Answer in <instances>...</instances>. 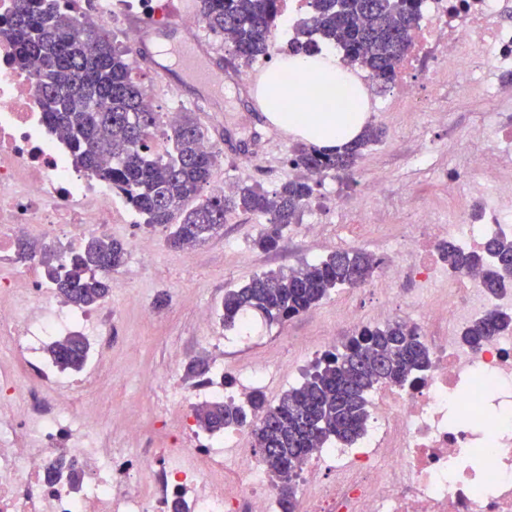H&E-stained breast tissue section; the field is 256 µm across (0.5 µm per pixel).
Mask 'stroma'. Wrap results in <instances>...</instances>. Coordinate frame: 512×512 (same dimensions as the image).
<instances>
[{
  "label": "stroma",
  "mask_w": 512,
  "mask_h": 512,
  "mask_svg": "<svg viewBox=\"0 0 512 512\" xmlns=\"http://www.w3.org/2000/svg\"><path fill=\"white\" fill-rule=\"evenodd\" d=\"M136 76L149 87L156 111L192 112L208 137L220 144L224 154L215 165L205 195L223 192L225 184L250 183L265 190L294 178L289 159L296 144L264 115L258 93L224 100L220 112L206 111L198 103V88L177 79L165 84L144 64H136ZM464 77L425 95L417 112H373L371 124L382 127L384 138L370 146L358 160L351 177L327 173L315 188V197H346L349 208L371 210L376 218L369 228L349 224L343 213L319 211L321 227L310 233V215L283 231L281 248L266 253L253 241L264 229L260 217L228 213L224 227L192 250L169 247L163 227L143 223L116 224L112 238L133 245L136 238L150 236L157 242L154 261L141 267L135 255L114 273L112 304L118 313L117 339L110 362L107 396L94 399L95 408H105L128 386L141 387L153 381L171 356L182 363L194 359L211 361L209 338L224 339V369L233 373L264 363L272 374L264 388L269 401H278L289 388L300 385L306 371L324 351L344 345L354 335L353 327L341 320L343 308H356L365 323L381 324V303L391 308L423 313L432 299L431 290L411 276L392 284L379 277L358 288H338L309 313L283 324L259 322L253 337L224 330L220 323L205 325L201 307L217 309L226 290L244 285L256 274L279 268H297L318 261L338 250H362L391 260L410 261L408 235L426 206L442 209L454 218L460 199L468 197V186L449 194L448 179L464 154L484 148L477 131L512 123V101L470 95ZM433 149L428 164H418L415 152ZM382 185L383 195L364 196V182ZM150 307L143 317L142 307Z\"/></svg>",
  "instance_id": "1"
}]
</instances>
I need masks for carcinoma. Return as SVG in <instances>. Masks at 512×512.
Wrapping results in <instances>:
<instances>
[{
	"instance_id": "1",
	"label": "carcinoma",
	"mask_w": 512,
	"mask_h": 512,
	"mask_svg": "<svg viewBox=\"0 0 512 512\" xmlns=\"http://www.w3.org/2000/svg\"><path fill=\"white\" fill-rule=\"evenodd\" d=\"M421 0H313L311 16L298 28L293 54H316L336 47L365 67L384 89L411 43V28ZM278 0H200L199 16L215 35L228 33V54L244 64L270 53ZM17 63L40 66L39 91L44 118L66 138L73 165L93 170L124 195L145 223L170 229L175 248L204 241L224 227L229 211L258 215L266 227L254 241L265 252L279 248L283 230L300 221L314 188L297 177L269 192L244 185L229 195L201 197L216 156L203 149L207 131L190 112L178 115L168 131L171 149L151 151L149 132L160 124L147 88L133 74L130 50L101 31L75 29L59 0H16L8 22ZM382 137L366 126L362 135L336 151L299 143L291 162L311 173L348 175L357 160ZM454 272H476L493 293L512 275V239H489L482 252H465L448 243L441 249ZM125 244L90 236L84 246L61 260L40 257L46 277L63 300L91 307L109 292L105 274L122 267ZM381 260L364 251L339 250L303 267L281 268L253 276L224 293L220 322L242 329L245 316L261 315L284 323L314 309L334 289L366 284ZM512 318L496 310L473 321L467 341L479 346ZM47 352L64 369L78 370L88 353L85 337L74 333L52 343ZM430 366V354L417 331L398 320L364 326L344 345L319 358L304 381L267 402L253 391L245 405L214 401L194 410L199 428L219 433L248 428L252 447L275 482L282 512H294V467L321 444H350L368 421L367 395L378 385L403 386Z\"/></svg>"
}]
</instances>
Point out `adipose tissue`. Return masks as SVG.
<instances>
[{"mask_svg":"<svg viewBox=\"0 0 512 512\" xmlns=\"http://www.w3.org/2000/svg\"><path fill=\"white\" fill-rule=\"evenodd\" d=\"M266 117L288 134L327 149L343 147L363 131L368 95L338 56H288L262 78Z\"/></svg>","mask_w":512,"mask_h":512,"instance_id":"adipose-tissue-1","label":"adipose tissue"}]
</instances>
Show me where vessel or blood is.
<instances>
[{"label":"vessel or blood","instance_id":"1","mask_svg":"<svg viewBox=\"0 0 512 512\" xmlns=\"http://www.w3.org/2000/svg\"><path fill=\"white\" fill-rule=\"evenodd\" d=\"M138 48L149 58H160L164 75L181 73L202 89V99L222 98L233 82L229 69L218 63L207 43L186 31L175 18L165 23L153 20L138 22Z\"/></svg>","mask_w":512,"mask_h":512}]
</instances>
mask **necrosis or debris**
Instances as JSON below:
<instances>
[{"label": "necrosis or debris", "instance_id": "1", "mask_svg": "<svg viewBox=\"0 0 512 512\" xmlns=\"http://www.w3.org/2000/svg\"><path fill=\"white\" fill-rule=\"evenodd\" d=\"M78 28L154 16L156 0H72ZM500 0H423L412 42L389 94L388 108L412 112L421 87L410 73L426 70L436 88L449 76L481 70L477 93L512 95V25L500 22ZM15 44L0 25V339L13 358L0 364V512H281L261 459L246 431L221 435L195 430L192 409L218 396L246 402L263 388L268 371L224 380L223 363L190 384L171 358L133 413L122 398L104 411L88 404L107 381L112 358L111 303L77 314L68 310L38 262H19L20 237L78 247L84 237L128 224L133 211L111 183L73 168L70 150L49 128L37 96L39 68L14 63ZM494 151L470 153L458 174L484 206L459 209L452 224L424 211L409 238L410 271L422 287L437 289L421 318L403 315L431 354L429 369L410 387L382 386L371 402L370 423L353 443L312 452L296 468L304 493L295 512H512V329L480 348L460 336L489 310L512 311V292L489 294L480 277L441 276L439 246L481 249L512 231V184L487 194L482 179L491 154L512 159V126L489 134ZM81 328L92 352L83 372H60L44 356L51 339ZM125 424L113 436L112 423ZM239 459L234 489L224 487V458ZM60 469L77 470L79 486L51 482Z\"/></svg>", "mask_w": 512, "mask_h": 512}]
</instances>
